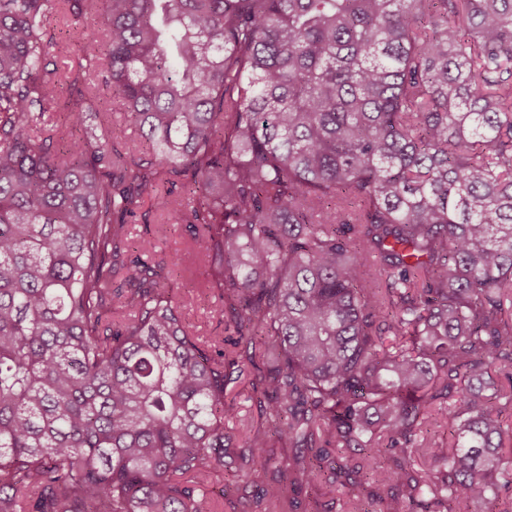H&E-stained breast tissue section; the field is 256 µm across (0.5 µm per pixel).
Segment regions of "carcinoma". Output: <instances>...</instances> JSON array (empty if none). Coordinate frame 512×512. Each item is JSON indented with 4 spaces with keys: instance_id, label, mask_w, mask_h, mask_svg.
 Segmentation results:
<instances>
[{
    "instance_id": "cac0c4a2",
    "label": "carcinoma",
    "mask_w": 512,
    "mask_h": 512,
    "mask_svg": "<svg viewBox=\"0 0 512 512\" xmlns=\"http://www.w3.org/2000/svg\"><path fill=\"white\" fill-rule=\"evenodd\" d=\"M61 9L103 35L58 62ZM147 201L223 345L194 254L121 258ZM509 407L512 0H0V512H216L218 469L245 512H479ZM168 282L177 296L190 295L191 302L180 309L186 322L197 326L199 334L208 339H221L224 333V314L214 312V299L204 288H197L207 279L208 267L195 264L190 270L172 272L168 267ZM236 390L241 392L240 396L237 398L240 415H246L250 417L254 426L266 430L268 424L264 418H260L258 416V410L255 401L248 399V396L252 394V391L247 383V379L238 384ZM357 493V490L346 486L343 487L339 484H331L329 482H325V480H321L316 484V488H307L306 494L310 499L309 510H315L317 508L319 511L331 508L333 506V512H346L348 509L349 499ZM317 500V507L314 501Z\"/></svg>"
}]
</instances>
